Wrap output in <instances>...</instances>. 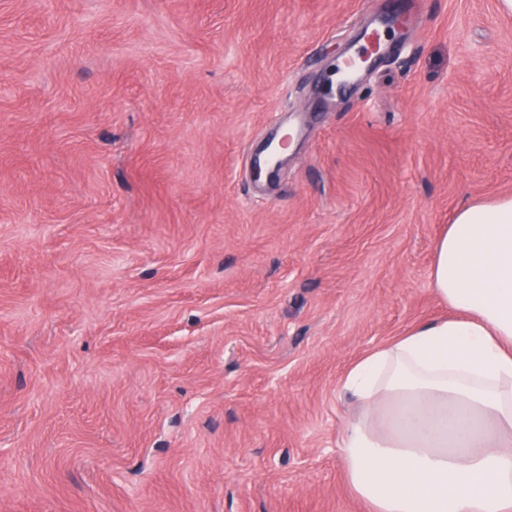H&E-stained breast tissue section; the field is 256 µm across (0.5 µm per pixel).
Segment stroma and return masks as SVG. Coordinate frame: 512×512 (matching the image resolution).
Returning <instances> with one entry per match:
<instances>
[{
  "label": "stroma",
  "mask_w": 512,
  "mask_h": 512,
  "mask_svg": "<svg viewBox=\"0 0 512 512\" xmlns=\"http://www.w3.org/2000/svg\"><path fill=\"white\" fill-rule=\"evenodd\" d=\"M366 2L0 0V512H369L341 380L512 196V13L424 0L327 105Z\"/></svg>",
  "instance_id": "1"
}]
</instances>
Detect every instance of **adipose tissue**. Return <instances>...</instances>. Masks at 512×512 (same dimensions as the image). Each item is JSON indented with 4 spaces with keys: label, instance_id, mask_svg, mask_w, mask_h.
Instances as JSON below:
<instances>
[{
    "label": "adipose tissue",
    "instance_id": "ef3b65f1",
    "mask_svg": "<svg viewBox=\"0 0 512 512\" xmlns=\"http://www.w3.org/2000/svg\"><path fill=\"white\" fill-rule=\"evenodd\" d=\"M431 283L453 318L361 357L340 443L370 512H512V196L460 207Z\"/></svg>",
    "mask_w": 512,
    "mask_h": 512
}]
</instances>
